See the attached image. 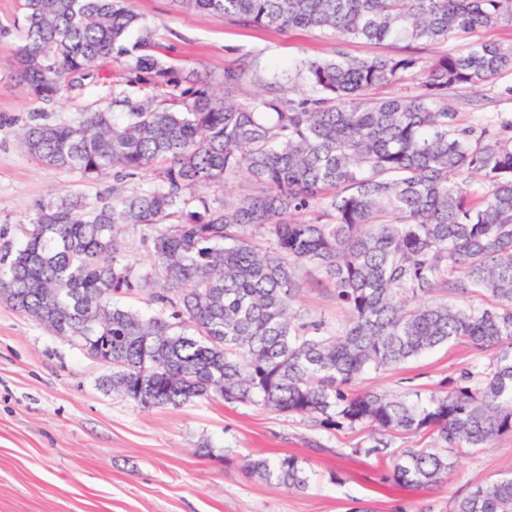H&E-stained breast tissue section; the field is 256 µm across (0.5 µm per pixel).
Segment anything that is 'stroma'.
Returning <instances> with one entry per match:
<instances>
[{"instance_id":"1","label":"stroma","mask_w":512,"mask_h":512,"mask_svg":"<svg viewBox=\"0 0 512 512\" xmlns=\"http://www.w3.org/2000/svg\"><path fill=\"white\" fill-rule=\"evenodd\" d=\"M153 33L160 58L175 73L207 76L216 94L225 68L248 62L252 73L232 93L247 103L259 92L254 72L294 71L306 59L331 57L333 36L318 30L277 31L182 10L176 0H126ZM24 0H0V229L18 237L36 203L59 193L95 200L111 194V175L92 179L42 165L22 146L33 114L75 123L114 100L180 93L141 81L133 55L112 57L83 91L46 104L15 80L14 45L24 27ZM473 41L512 42L501 24L452 39L447 46L349 40L355 57L396 56L415 49L424 59L462 52ZM506 71L481 88L448 95L464 120L512 113ZM298 302L308 319L336 328L344 311L314 269L303 273ZM489 352L457 341L399 366L364 375L355 391L376 389L412 401L447 391L451 378L487 365ZM107 369L69 338L0 304V512H454L469 484L512 469V434L461 456L444 483L427 489L385 480L382 462L361 455L372 434L356 425L325 429L310 420L251 403L197 399L178 407H142L101 385ZM294 455L310 476L307 489L288 491L248 474L246 456Z\"/></svg>"}]
</instances>
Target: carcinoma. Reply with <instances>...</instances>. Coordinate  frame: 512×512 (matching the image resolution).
<instances>
[{"label":"carcinoma","instance_id":"carcinoma-1","mask_svg":"<svg viewBox=\"0 0 512 512\" xmlns=\"http://www.w3.org/2000/svg\"><path fill=\"white\" fill-rule=\"evenodd\" d=\"M188 10L279 31L336 36L335 56L265 79L249 103L218 97L196 73L178 96L120 100L76 124L23 134L44 165L116 183L142 172L154 188H119L95 201L73 194L38 203L17 243L0 246V303L55 336L104 357L102 385L145 407L220 397L312 419L365 423L357 452L388 463L386 479L442 483L455 458L512 434V114L462 119L452 86L479 87L512 71V44L472 43L427 62L413 54L351 57L348 39L445 45L512 25V0H180ZM17 78L45 103L95 76L122 52L138 17L122 0H25ZM135 68L168 70L142 30ZM247 66L224 69V90ZM418 79L412 95L374 88ZM247 175L233 202L206 191ZM143 231L150 270L122 261L121 228ZM319 271L346 313L336 330L296 307L302 270ZM153 289L149 313L120 305ZM493 351L448 391L408 402L351 391L380 372L454 340ZM396 431L424 448H395ZM247 472L288 490L306 487L301 460L244 459ZM454 512H512V471L468 486Z\"/></svg>","mask_w":512,"mask_h":512}]
</instances>
